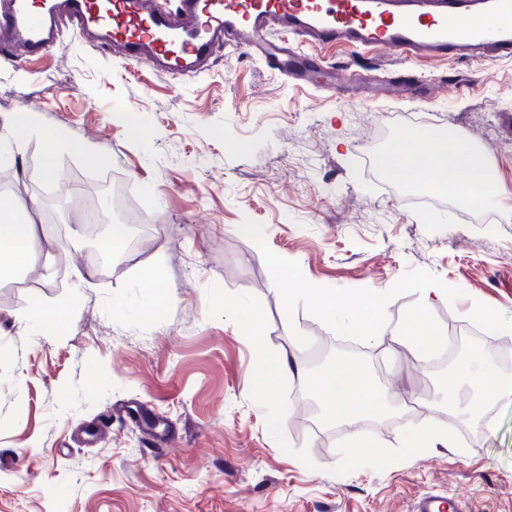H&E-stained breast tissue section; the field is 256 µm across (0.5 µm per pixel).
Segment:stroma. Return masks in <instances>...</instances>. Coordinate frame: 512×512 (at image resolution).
Returning <instances> with one entry per match:
<instances>
[{"instance_id":"stroma-1","label":"stroma","mask_w":512,"mask_h":512,"mask_svg":"<svg viewBox=\"0 0 512 512\" xmlns=\"http://www.w3.org/2000/svg\"><path fill=\"white\" fill-rule=\"evenodd\" d=\"M318 55L443 89L423 105L336 98L221 47L204 74L174 77L71 33L29 63L0 56V138L20 112L40 126L0 157V178L25 192L23 206L57 197L33 218L59 240L51 271L37 250L27 275L0 283V512H412L424 495L463 512H512V403L487 402L450 365L426 366L392 339L433 284L449 291L429 309L442 333L512 353V334L471 316L482 307L512 322V59ZM424 126L466 135L493 163L510 194L487 209L490 223L445 195L417 203L366 164ZM45 130L103 147L111 161L95 168L63 151L46 181ZM94 183L119 185L125 224L147 230L137 248L113 250L106 272L85 262L88 226L71 194ZM281 267L342 296L385 291L378 336L352 335L300 299L284 306ZM152 282L169 296L157 320L144 316ZM224 299L231 308L219 309ZM34 304L69 310L59 335H36ZM255 311L258 341L246 325ZM331 343L367 350L391 395L385 415L325 414L305 373ZM263 349L296 356L302 372L262 400L253 377ZM279 415L284 425L271 428ZM434 419L453 449L407 457L402 434ZM98 425L96 442H80ZM355 432L372 433L383 458L349 461Z\"/></svg>"}]
</instances>
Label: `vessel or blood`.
Masks as SVG:
<instances>
[{"instance_id":"1","label":"vessel or blood","mask_w":512,"mask_h":512,"mask_svg":"<svg viewBox=\"0 0 512 512\" xmlns=\"http://www.w3.org/2000/svg\"><path fill=\"white\" fill-rule=\"evenodd\" d=\"M480 13L512 17V0H179L173 10L162 0H0V51L25 62L72 29L118 50L126 64L193 77L224 44L289 80L350 93L365 85L356 73L308 64L303 46L479 64L511 57L512 24L466 30ZM366 86L397 100L432 92L431 84L411 80L376 78Z\"/></svg>"}]
</instances>
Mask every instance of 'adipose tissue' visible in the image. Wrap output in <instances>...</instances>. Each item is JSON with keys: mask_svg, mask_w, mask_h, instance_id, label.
Wrapping results in <instances>:
<instances>
[{"mask_svg": "<svg viewBox=\"0 0 512 512\" xmlns=\"http://www.w3.org/2000/svg\"><path fill=\"white\" fill-rule=\"evenodd\" d=\"M42 157L47 181L57 177L56 153L64 147L82 154L93 166L108 162L106 151L100 147L74 141L64 134L45 133ZM384 176L404 186L452 194L465 203L486 207L501 199L504 189L491 168L477 156L474 144L465 136L439 134L419 130L401 131L389 145L383 160ZM39 237L32 218L15 213L13 201L0 200V280L8 279L29 266L32 247ZM294 288L282 293L283 304L303 296L327 320L344 313L347 327L359 336L373 338L384 316L387 303L379 291L347 298L318 288L314 283L295 278ZM447 289L431 285L421 291V304L400 326L395 340L398 343L415 341L418 358L429 356L440 343L437 330L430 325L428 308L433 299L447 296ZM293 369L287 356L261 351L254 376V391L258 396L270 395L281 380ZM326 413L339 421H353L383 412L387 393L377 386L360 364L349 358L329 362L309 379Z\"/></svg>", "mask_w": 512, "mask_h": 512, "instance_id": "adipose-tissue-1", "label": "adipose tissue"}]
</instances>
